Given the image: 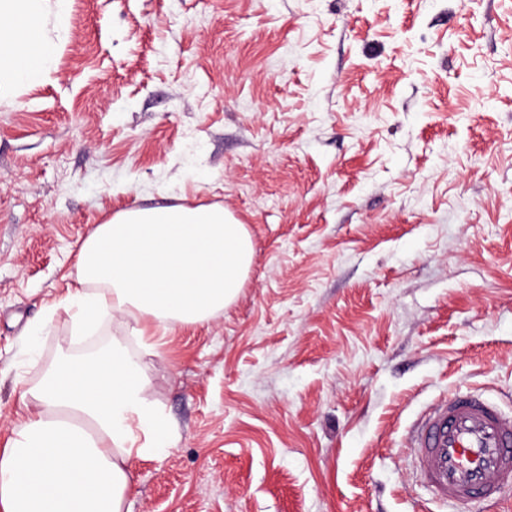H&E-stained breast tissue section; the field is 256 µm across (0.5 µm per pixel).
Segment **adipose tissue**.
<instances>
[{
  "label": "adipose tissue",
  "instance_id": "ef3b65f1",
  "mask_svg": "<svg viewBox=\"0 0 512 512\" xmlns=\"http://www.w3.org/2000/svg\"><path fill=\"white\" fill-rule=\"evenodd\" d=\"M71 0H0V99L51 72ZM253 257L246 227L223 208H128L81 244L71 333L121 318L149 344L152 326H196L243 288ZM29 413L0 448V512H124L132 458H156L174 432L147 397L121 337L93 357L67 355L25 384Z\"/></svg>",
  "mask_w": 512,
  "mask_h": 512
}]
</instances>
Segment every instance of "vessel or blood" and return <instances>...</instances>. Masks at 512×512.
I'll list each match as a JSON object with an SVG mask.
<instances>
[{
	"mask_svg": "<svg viewBox=\"0 0 512 512\" xmlns=\"http://www.w3.org/2000/svg\"><path fill=\"white\" fill-rule=\"evenodd\" d=\"M415 464L437 500L493 512L512 490V414L467 393L442 399L409 437Z\"/></svg>",
	"mask_w": 512,
	"mask_h": 512,
	"instance_id": "1",
	"label": "vessel or blood"
}]
</instances>
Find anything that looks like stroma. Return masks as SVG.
Here are the masks:
<instances>
[{"instance_id":"obj_1","label":"stroma","mask_w":512,"mask_h":512,"mask_svg":"<svg viewBox=\"0 0 512 512\" xmlns=\"http://www.w3.org/2000/svg\"><path fill=\"white\" fill-rule=\"evenodd\" d=\"M177 204L247 225L237 298L156 356L76 345L82 242ZM114 334L176 431L126 512H454L406 440L458 392L512 409V0H72L0 103V444Z\"/></svg>"}]
</instances>
